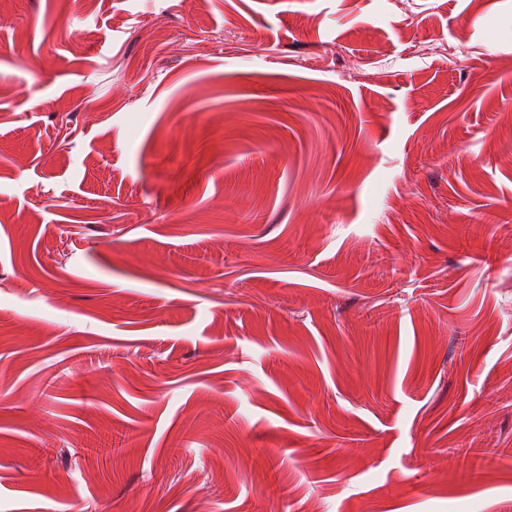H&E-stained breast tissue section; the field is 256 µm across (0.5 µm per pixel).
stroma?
Returning a JSON list of instances; mask_svg holds the SVG:
<instances>
[{
  "label": "stroma",
  "instance_id": "1",
  "mask_svg": "<svg viewBox=\"0 0 512 512\" xmlns=\"http://www.w3.org/2000/svg\"><path fill=\"white\" fill-rule=\"evenodd\" d=\"M0 512H512V0H0Z\"/></svg>",
  "mask_w": 512,
  "mask_h": 512
}]
</instances>
